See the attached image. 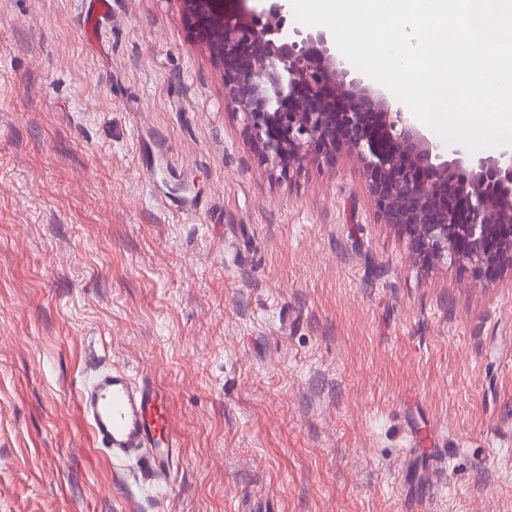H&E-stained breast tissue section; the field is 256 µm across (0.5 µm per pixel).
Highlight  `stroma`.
I'll use <instances>...</instances> for the list:
<instances>
[{"instance_id":"35a3bbf8","label":"stroma","mask_w":512,"mask_h":512,"mask_svg":"<svg viewBox=\"0 0 512 512\" xmlns=\"http://www.w3.org/2000/svg\"><path fill=\"white\" fill-rule=\"evenodd\" d=\"M91 9L0 0V512H512V282L421 267L348 154L264 165L180 0ZM111 366L170 485L91 440ZM78 410L96 446L111 458L138 455L150 480L174 481L180 442L169 426L167 397L152 380L124 368L98 371L80 389Z\"/></svg>"}]
</instances>
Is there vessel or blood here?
<instances>
[{
	"label": "vessel or blood",
	"mask_w": 512,
	"mask_h": 512,
	"mask_svg": "<svg viewBox=\"0 0 512 512\" xmlns=\"http://www.w3.org/2000/svg\"><path fill=\"white\" fill-rule=\"evenodd\" d=\"M78 410L96 446L111 458L139 456L151 479L174 481L180 442L169 426L167 397L152 380L118 367L98 371L81 388Z\"/></svg>",
	"instance_id": "vessel-or-blood-1"
}]
</instances>
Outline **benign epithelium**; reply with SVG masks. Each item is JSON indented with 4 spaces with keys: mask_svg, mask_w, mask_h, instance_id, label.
I'll return each instance as SVG.
<instances>
[{
    "mask_svg": "<svg viewBox=\"0 0 512 512\" xmlns=\"http://www.w3.org/2000/svg\"><path fill=\"white\" fill-rule=\"evenodd\" d=\"M180 2L265 164L289 175L346 151L362 165L377 217L421 266L456 265L491 284L512 279L511 149H442L382 90L352 76L327 32L282 36L280 3L229 12L224 0Z\"/></svg>",
    "mask_w": 512,
    "mask_h": 512,
    "instance_id": "obj_1",
    "label": "benign epithelium"
}]
</instances>
